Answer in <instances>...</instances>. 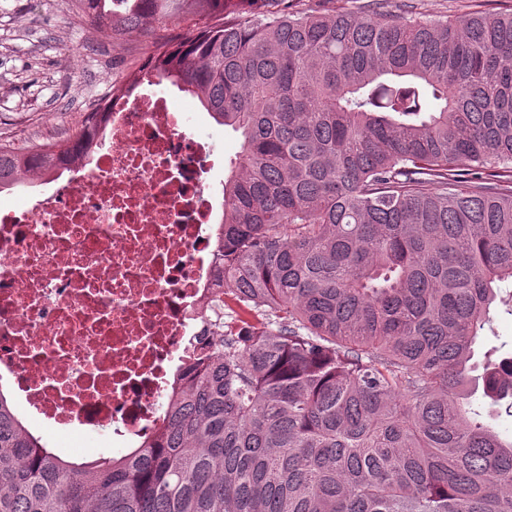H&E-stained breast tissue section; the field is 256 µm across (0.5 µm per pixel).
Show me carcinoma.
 Here are the masks:
<instances>
[{
	"label": "carcinoma",
	"mask_w": 512,
	"mask_h": 512,
	"mask_svg": "<svg viewBox=\"0 0 512 512\" xmlns=\"http://www.w3.org/2000/svg\"><path fill=\"white\" fill-rule=\"evenodd\" d=\"M164 2L77 0L127 35ZM183 2L218 23L132 83L242 137L208 328L118 456L63 458L0 389V512H512V441L471 418L479 392L512 409V358L471 363L512 280V12ZM103 120L1 143L0 192L80 161Z\"/></svg>",
	"instance_id": "cac0c4a2"
}]
</instances>
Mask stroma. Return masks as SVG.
Wrapping results in <instances>:
<instances>
[{
	"mask_svg": "<svg viewBox=\"0 0 512 512\" xmlns=\"http://www.w3.org/2000/svg\"><path fill=\"white\" fill-rule=\"evenodd\" d=\"M384 9L427 19L507 12L512 0H385ZM169 0L167 17L121 36L94 25L76 0H0V142L30 149L72 136L87 112L137 72L156 43L211 25Z\"/></svg>",
	"mask_w": 512,
	"mask_h": 512,
	"instance_id": "1",
	"label": "stroma"
}]
</instances>
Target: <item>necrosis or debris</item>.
<instances>
[{
	"label": "necrosis or debris",
	"instance_id": "obj_1",
	"mask_svg": "<svg viewBox=\"0 0 512 512\" xmlns=\"http://www.w3.org/2000/svg\"><path fill=\"white\" fill-rule=\"evenodd\" d=\"M155 83L113 93L98 147L0 209V381L39 431L140 445L205 329L224 202L209 142Z\"/></svg>",
	"mask_w": 512,
	"mask_h": 512
}]
</instances>
